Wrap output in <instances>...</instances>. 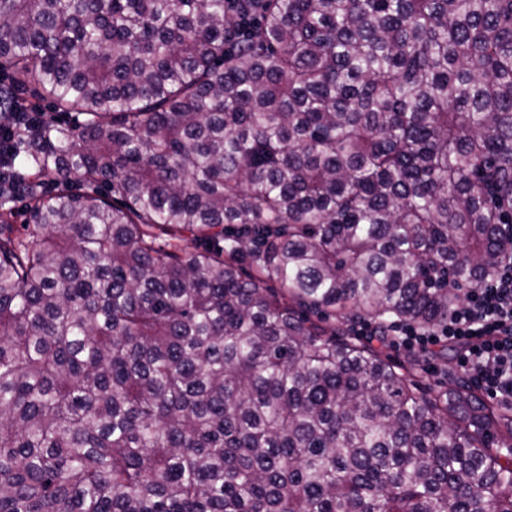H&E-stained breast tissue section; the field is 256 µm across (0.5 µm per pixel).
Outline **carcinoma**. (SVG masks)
<instances>
[{"instance_id": "cac0c4a2", "label": "carcinoma", "mask_w": 512, "mask_h": 512, "mask_svg": "<svg viewBox=\"0 0 512 512\" xmlns=\"http://www.w3.org/2000/svg\"><path fill=\"white\" fill-rule=\"evenodd\" d=\"M0 69L66 117L0 187V512H512V409L327 324L499 265L512 0H0Z\"/></svg>"}]
</instances>
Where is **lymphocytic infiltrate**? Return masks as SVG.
Wrapping results in <instances>:
<instances>
[{"mask_svg": "<svg viewBox=\"0 0 512 512\" xmlns=\"http://www.w3.org/2000/svg\"><path fill=\"white\" fill-rule=\"evenodd\" d=\"M504 252L494 275L465 290L447 322L425 330L408 322L387 328L394 346L426 351L440 343L457 346L469 381L498 403L512 406V224L498 227Z\"/></svg>", "mask_w": 512, "mask_h": 512, "instance_id": "f902f5d3", "label": "lymphocytic infiltrate"}]
</instances>
